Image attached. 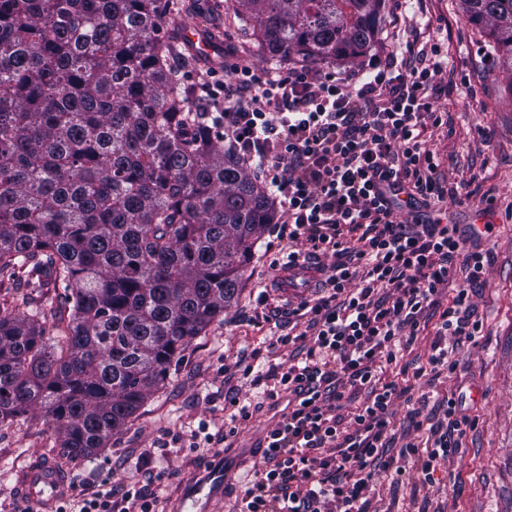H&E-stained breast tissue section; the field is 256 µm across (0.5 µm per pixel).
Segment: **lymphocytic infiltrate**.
Wrapping results in <instances>:
<instances>
[{
	"label": "lymphocytic infiltrate",
	"mask_w": 512,
	"mask_h": 512,
	"mask_svg": "<svg viewBox=\"0 0 512 512\" xmlns=\"http://www.w3.org/2000/svg\"><path fill=\"white\" fill-rule=\"evenodd\" d=\"M442 48L410 49L382 65L345 70L295 59L261 73L239 62L199 72L191 109L211 118L273 188L283 220L276 235L287 258L330 256L322 294L293 309L313 338L304 361L278 384L294 405L268 432L263 465L244 492L241 512H370L375 469L403 477L411 460L424 483L439 461L457 454L473 425L447 398L423 444L388 456L395 427L390 407L423 378L453 372L449 343L475 341L472 296L485 253H464L457 225L428 218L445 199L468 204L465 186L437 178L428 130L441 128L433 91ZM413 212V219L401 216ZM464 275L447 305L439 297L454 271ZM440 307L424 366L406 385L384 379L387 365ZM365 393L344 413L346 394ZM157 498L137 483L93 491L80 512H154Z\"/></svg>",
	"instance_id": "lymphocytic-infiltrate-1"
}]
</instances>
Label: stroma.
I'll use <instances>...</instances> for the list:
<instances>
[{"instance_id": "obj_1", "label": "stroma", "mask_w": 512, "mask_h": 512, "mask_svg": "<svg viewBox=\"0 0 512 512\" xmlns=\"http://www.w3.org/2000/svg\"><path fill=\"white\" fill-rule=\"evenodd\" d=\"M205 26L219 49H232L235 59L257 71L273 68L274 60L253 36L243 34L234 15L224 12V0H172L161 24V36L175 54L187 55L189 68L201 65L188 55L180 40L182 29ZM441 44L443 82L435 106L448 119L429 146L436 152L438 174L454 182L471 179L472 207L492 206L493 228L483 237L467 240L466 250L490 252L483 281L472 297L482 336L459 346L452 354L458 368L435 385L419 381L416 393L426 394L420 421L437 420L439 402L454 396L460 412L474 419L460 452L440 461L435 481L424 484L415 467L398 483L392 472L373 477L379 512H512V70L487 49L486 39L468 24L459 0H407L394 10L385 0L368 60L403 54L413 39ZM280 243L264 228L255 255L244 275L237 301L204 334L193 339L175 361L161 388L129 419L104 451L83 457L62 455L54 430L39 413L29 411L0 423V512H27L30 502L21 493L22 473L52 462L67 479L64 507L79 512L80 494L101 481L119 487L131 480H151L158 495L156 512H174L184 483L202 477L214 464L234 470L236 485L224 499L222 512H239L246 483L260 467L256 454L265 437L288 410V392L269 399L273 389L268 370L286 369L299 345H277L290 334L288 322H254L261 311L260 294L272 303L298 306L299 299L280 293L272 284ZM63 285L44 288L25 285L24 272L0 275V311L29 315L45 298L64 308ZM260 382L251 381L235 366L240 351ZM236 398L252 408L251 418L232 438L233 451L224 454L213 437L229 420L225 401ZM207 424L208 434L190 440L192 430Z\"/></svg>"}]
</instances>
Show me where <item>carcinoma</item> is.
Returning <instances> with one entry per match:
<instances>
[{
	"mask_svg": "<svg viewBox=\"0 0 512 512\" xmlns=\"http://www.w3.org/2000/svg\"><path fill=\"white\" fill-rule=\"evenodd\" d=\"M270 57L354 61L384 0H234ZM512 68V0H462ZM160 0H0V274L70 314L0 313V421L37 410L63 454L107 448L238 298L274 200L186 111ZM61 337L44 341L46 327Z\"/></svg>",
	"mask_w": 512,
	"mask_h": 512,
	"instance_id": "1",
	"label": "carcinoma"
}]
</instances>
